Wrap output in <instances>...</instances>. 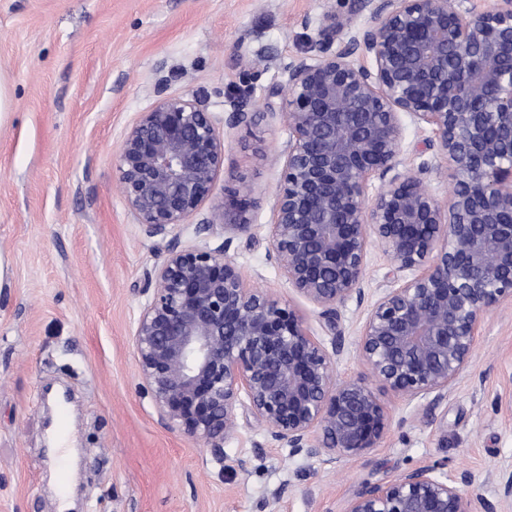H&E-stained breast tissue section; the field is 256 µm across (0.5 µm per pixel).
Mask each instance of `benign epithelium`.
<instances>
[{
    "label": "benign epithelium",
    "mask_w": 512,
    "mask_h": 512,
    "mask_svg": "<svg viewBox=\"0 0 512 512\" xmlns=\"http://www.w3.org/2000/svg\"><path fill=\"white\" fill-rule=\"evenodd\" d=\"M365 20L327 7L308 58L284 62L279 108L235 94L224 126L279 112L289 139L269 225L268 259L319 309L329 339L291 305L245 287L229 250L251 228L237 194L202 215L224 170V139L194 93L157 81L153 106L113 155L117 187L150 238L169 239L147 271L133 345L140 389L159 423L224 463L244 426L289 455L326 465L379 447L387 407L448 396L485 316L512 302V0H360ZM432 129L446 166L398 171L404 118ZM449 179L442 201L422 174ZM378 182L374 194L368 189ZM198 218L195 242L181 243ZM228 237L213 246L215 221ZM394 286L368 310L358 354L369 378L338 381L339 308L362 301L369 248ZM467 474L416 467L365 485L342 512H477Z\"/></svg>",
    "instance_id": "1"
}]
</instances>
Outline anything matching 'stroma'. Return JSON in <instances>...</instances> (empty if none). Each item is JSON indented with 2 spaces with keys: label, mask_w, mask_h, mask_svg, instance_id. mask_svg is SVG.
Segmentation results:
<instances>
[{
  "label": "stroma",
  "mask_w": 512,
  "mask_h": 512,
  "mask_svg": "<svg viewBox=\"0 0 512 512\" xmlns=\"http://www.w3.org/2000/svg\"><path fill=\"white\" fill-rule=\"evenodd\" d=\"M359 0H0V80L10 107L0 121V512H342L365 484L440 464L467 473L487 512H512L498 477L512 470V305L482 321L472 360L439 404L404 406L376 386L391 410L379 448L341 461L289 456L242 427L224 462L163 428L139 390L134 334L145 303L136 290L165 257L145 236L116 186L113 155L126 128L155 101L159 69L174 93L201 91L223 119L227 97L264 101L283 82L280 64L304 56L325 5ZM263 52L253 66L239 47ZM224 170L206 203L239 191L254 202L249 236L234 240L247 287L291 304L315 335L317 308L267 258L271 202L289 132L279 116L223 131ZM429 127L408 124L401 170L443 163ZM388 262L369 249L362 302L339 309L343 381L368 370L357 352L367 311L389 282ZM71 396L74 464L47 448L52 397ZM248 463L240 472L239 460ZM66 482H59V472Z\"/></svg>",
  "instance_id": "35a3bbf8"
}]
</instances>
